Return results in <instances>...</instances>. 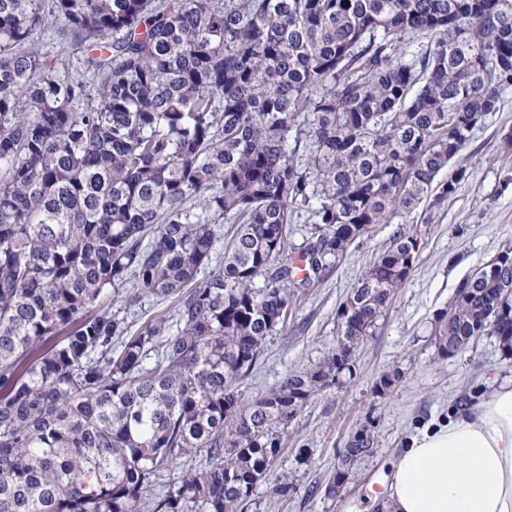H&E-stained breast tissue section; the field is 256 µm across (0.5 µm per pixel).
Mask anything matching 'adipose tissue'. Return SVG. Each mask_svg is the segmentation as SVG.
I'll return each instance as SVG.
<instances>
[{
  "label": "adipose tissue",
  "mask_w": 512,
  "mask_h": 512,
  "mask_svg": "<svg viewBox=\"0 0 512 512\" xmlns=\"http://www.w3.org/2000/svg\"><path fill=\"white\" fill-rule=\"evenodd\" d=\"M391 512H512V377L418 432L393 465Z\"/></svg>",
  "instance_id": "ef3b65f1"
}]
</instances>
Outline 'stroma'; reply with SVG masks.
<instances>
[{
  "label": "stroma",
  "mask_w": 512,
  "mask_h": 512,
  "mask_svg": "<svg viewBox=\"0 0 512 512\" xmlns=\"http://www.w3.org/2000/svg\"><path fill=\"white\" fill-rule=\"evenodd\" d=\"M512 130V88L500 96L499 109L485 117L471 142L452 161L463 166L462 181L431 223L419 225L423 245L415 267L352 355L351 373L316 395L289 426L275 468L287 475L285 495L260 483L246 512H386L387 480L393 462L410 437L452 416L454 401L468 394L483 400L497 377L512 376V359L501 354L495 337L484 335L458 355L445 358L434 344L437 314L451 304L458 283L512 248V151L502 138ZM394 225H374L318 282L294 297L287 325L269 336L242 387L251 401L292 370H303L336 351V312L364 274L373 256L385 249ZM401 379L377 395L382 374ZM369 428L376 452L353 470L344 490L330 496L325 486L353 433Z\"/></svg>",
  "instance_id": "obj_1"
}]
</instances>
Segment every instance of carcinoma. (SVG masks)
<instances>
[{"label":"carcinoma","mask_w":512,"mask_h":512,"mask_svg":"<svg viewBox=\"0 0 512 512\" xmlns=\"http://www.w3.org/2000/svg\"><path fill=\"white\" fill-rule=\"evenodd\" d=\"M52 20L93 84L41 55ZM507 88L512 0H0V512H242L404 287L414 225L467 171L436 177ZM394 222L336 352L241 405L290 290ZM501 254L436 317L443 356L485 334L512 356ZM146 297L171 317L134 331L102 306ZM374 445L353 434L327 493Z\"/></svg>","instance_id":"cac0c4a2"}]
</instances>
